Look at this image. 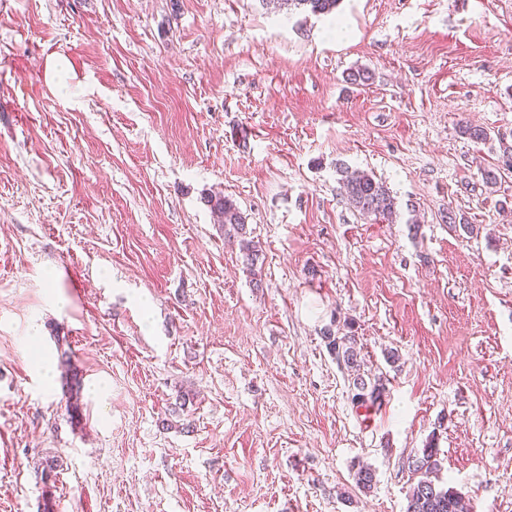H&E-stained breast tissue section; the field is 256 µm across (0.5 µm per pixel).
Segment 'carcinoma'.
Segmentation results:
<instances>
[{"mask_svg":"<svg viewBox=\"0 0 512 512\" xmlns=\"http://www.w3.org/2000/svg\"><path fill=\"white\" fill-rule=\"evenodd\" d=\"M266 3L278 9H302L313 15H330L337 9L339 0H266ZM339 175L344 197L353 209L381 223L392 224L396 221V201L383 182L375 180L366 172L350 173L343 168L339 170ZM205 202L216 216L217 222L224 225V234L243 237L241 245L244 263L249 273L255 274L260 248L256 242L244 239L247 234V216L233 200L221 194H210L205 197ZM325 339L336 357L343 360L348 368L356 371L353 400L366 409L381 403L382 386L376 382L368 384L359 374V352L355 337L346 334L339 336L329 330ZM81 384V378L76 374L66 377V393L71 399L68 409L73 416L78 413L79 406L74 401V396ZM439 466L438 449L431 445L416 456L412 462V470L421 475V478L409 490L405 512H470L468 501L458 490L451 486L437 485L428 478ZM354 480L360 491L368 492L374 486L375 472L360 466L354 473Z\"/></svg>","mask_w":512,"mask_h":512,"instance_id":"obj_1","label":"carcinoma"}]
</instances>
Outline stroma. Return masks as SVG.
Returning <instances> with one entry per match:
<instances>
[{"instance_id": "35a3bbf8", "label": "stroma", "mask_w": 512, "mask_h": 512, "mask_svg": "<svg viewBox=\"0 0 512 512\" xmlns=\"http://www.w3.org/2000/svg\"><path fill=\"white\" fill-rule=\"evenodd\" d=\"M506 144L512 0H0V512H404L430 444L471 512H512ZM341 165L395 223L346 203ZM38 351L79 368L77 416ZM275 8L286 10L302 9L313 15H330L339 4L340 0H265ZM340 183L347 203L375 221L392 224L398 217L395 198L383 182L366 172L349 173L339 169ZM205 202L216 216L218 224H224V234L229 237H246L247 216L237 204L221 194H210ZM324 338L328 342V346L332 352L336 354L338 359L342 358L344 364L357 372L353 380V388L355 389L352 399L364 408L373 407L375 404H380V397L383 396V388L378 383H370L361 376L359 364V352L356 348V339L354 336H338L335 332L328 330Z\"/></svg>"}]
</instances>
